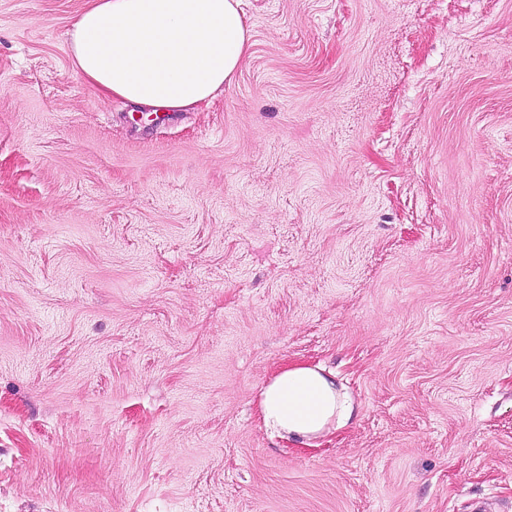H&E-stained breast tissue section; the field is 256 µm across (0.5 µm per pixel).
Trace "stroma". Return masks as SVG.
Instances as JSON below:
<instances>
[{"mask_svg":"<svg viewBox=\"0 0 512 512\" xmlns=\"http://www.w3.org/2000/svg\"><path fill=\"white\" fill-rule=\"evenodd\" d=\"M0 0V512H512V0H242L209 103ZM357 403L319 444L281 368ZM355 405L319 367L302 364L279 370L263 389L260 417L279 437L311 442L345 426Z\"/></svg>","mask_w":512,"mask_h":512,"instance_id":"obj_1","label":"stroma"}]
</instances>
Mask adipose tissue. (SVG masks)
Returning <instances> with one entry per match:
<instances>
[{
  "label": "adipose tissue",
  "mask_w": 512,
  "mask_h": 512,
  "mask_svg": "<svg viewBox=\"0 0 512 512\" xmlns=\"http://www.w3.org/2000/svg\"><path fill=\"white\" fill-rule=\"evenodd\" d=\"M252 45L240 0H91L70 33L74 71L101 93L157 112L210 102ZM355 405L321 368L279 370L260 417L279 437L311 442L345 426Z\"/></svg>",
  "instance_id": "1"
}]
</instances>
